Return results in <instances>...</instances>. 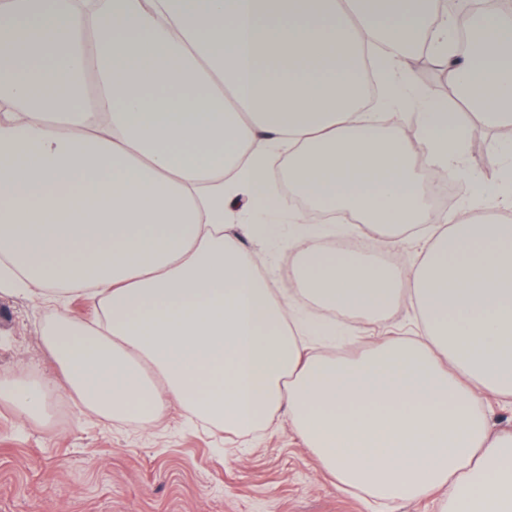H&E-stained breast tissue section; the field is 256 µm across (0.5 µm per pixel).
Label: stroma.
<instances>
[{
    "mask_svg": "<svg viewBox=\"0 0 512 512\" xmlns=\"http://www.w3.org/2000/svg\"><path fill=\"white\" fill-rule=\"evenodd\" d=\"M283 197L285 211L269 216L277 235L240 242L289 289L295 195ZM54 318L41 290L0 292V377L52 374L43 336ZM423 334L405 303L383 322L354 323L348 348L357 353L381 336ZM51 414L47 423L28 419L0 401V512H373L367 495L336 489L280 417L246 438L185 419L176 406L150 426L116 424L77 412L62 391L51 397Z\"/></svg>",
    "mask_w": 512,
    "mask_h": 512,
    "instance_id": "obj_1",
    "label": "stroma"
}]
</instances>
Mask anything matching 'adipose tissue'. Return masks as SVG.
Returning a JSON list of instances; mask_svg holds the SVG:
<instances>
[{"label":"adipose tissue","mask_w":512,"mask_h":512,"mask_svg":"<svg viewBox=\"0 0 512 512\" xmlns=\"http://www.w3.org/2000/svg\"><path fill=\"white\" fill-rule=\"evenodd\" d=\"M437 15V0H0L17 29L0 47V291L100 307L46 333L59 378L0 381V399L45 419L63 387L78 411L144 424L174 402L238 436L280 412L381 512L434 495L442 512H512V431L482 407L512 399V140L473 205L438 215L425 187L476 127L512 128V14L476 20L453 64L446 27L432 39L475 126L410 69ZM368 75L380 122L360 110ZM282 152L317 210L392 241L432 225L422 256L326 249L298 215L296 286L279 289L224 223L243 199L284 208L268 188ZM299 299L367 324L408 301L425 336L316 355Z\"/></svg>","instance_id":"adipose-tissue-1"}]
</instances>
